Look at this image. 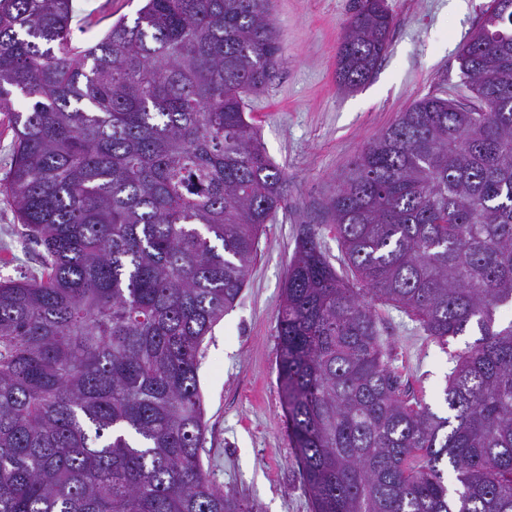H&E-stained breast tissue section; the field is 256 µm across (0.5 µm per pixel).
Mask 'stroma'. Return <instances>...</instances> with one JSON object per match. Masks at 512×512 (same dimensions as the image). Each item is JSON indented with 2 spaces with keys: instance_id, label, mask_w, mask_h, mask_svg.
Returning a JSON list of instances; mask_svg holds the SVG:
<instances>
[{
  "instance_id": "obj_1",
  "label": "stroma",
  "mask_w": 512,
  "mask_h": 512,
  "mask_svg": "<svg viewBox=\"0 0 512 512\" xmlns=\"http://www.w3.org/2000/svg\"><path fill=\"white\" fill-rule=\"evenodd\" d=\"M352 0H270L283 60L250 94L247 111L269 157L288 176L287 206L266 225L257 258L232 310L204 342L199 387L208 431L203 461L225 493L253 512H312L288 435L276 372V315L300 225L321 227L329 259L339 251L325 213L342 171L399 112L430 94L466 103L472 95L457 56L481 24L489 0H385L393 17L389 47L371 80L353 91L336 84V56ZM141 0H73L77 44L104 35ZM43 249L20 233L0 191V280L41 272ZM391 366L410 395L445 413L444 389L466 334L441 345L418 322L377 306Z\"/></svg>"
}]
</instances>
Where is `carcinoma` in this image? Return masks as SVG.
<instances>
[{
  "label": "carcinoma",
  "mask_w": 512,
  "mask_h": 512,
  "mask_svg": "<svg viewBox=\"0 0 512 512\" xmlns=\"http://www.w3.org/2000/svg\"><path fill=\"white\" fill-rule=\"evenodd\" d=\"M507 3L485 21L512 30ZM269 4L145 0L78 46L71 0H0V187L44 249L40 277L0 282V512H252L204 467L198 371L286 197L245 116L282 58ZM392 24L357 0L339 88ZM458 63L474 102L418 99L328 199L345 272L300 228L276 369L312 512H512V42L482 25ZM375 301L440 345L478 330L447 415L401 388ZM0 112V180L4 179L13 162L14 134L8 116Z\"/></svg>",
  "instance_id": "1"
}]
</instances>
